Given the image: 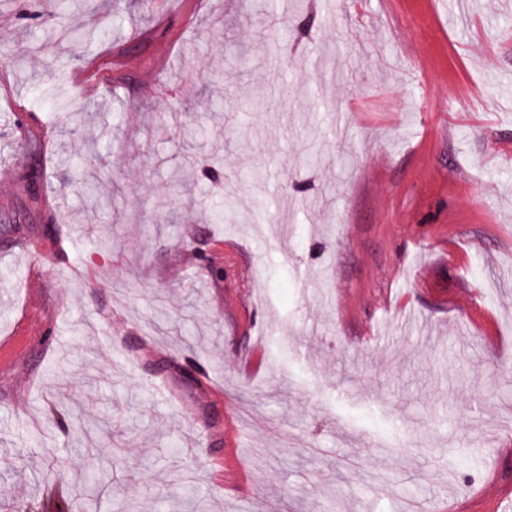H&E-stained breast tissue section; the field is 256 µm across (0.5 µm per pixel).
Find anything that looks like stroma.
<instances>
[{"mask_svg":"<svg viewBox=\"0 0 512 512\" xmlns=\"http://www.w3.org/2000/svg\"><path fill=\"white\" fill-rule=\"evenodd\" d=\"M274 15L0 0V512H512V12ZM105 477L98 473H87L81 481L75 484L73 489V500H82L84 504H90L96 501L102 491Z\"/></svg>","mask_w":512,"mask_h":512,"instance_id":"obj_1","label":"stroma"}]
</instances>
